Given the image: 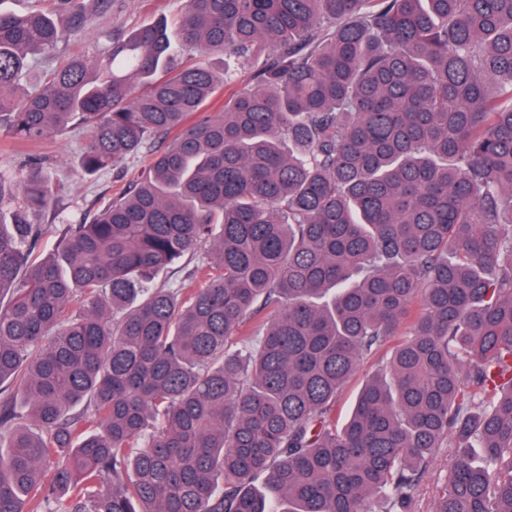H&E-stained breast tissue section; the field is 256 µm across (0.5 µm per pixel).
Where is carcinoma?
I'll return each mask as SVG.
<instances>
[{"label":"carcinoma","mask_w":512,"mask_h":512,"mask_svg":"<svg viewBox=\"0 0 512 512\" xmlns=\"http://www.w3.org/2000/svg\"><path fill=\"white\" fill-rule=\"evenodd\" d=\"M50 2L0 9V130L168 142L84 224L0 173V512H414L443 448L433 512H512V0ZM208 55L252 70L213 112ZM112 14L100 20V27L127 33L160 20L169 23L185 8L187 0H116ZM393 347V342L389 343L384 351L374 357L364 359L358 366L356 372L344 387L336 401V422L341 424L348 416L355 402V397L366 380L372 378L380 368L382 357L386 358Z\"/></svg>","instance_id":"obj_1"}]
</instances>
